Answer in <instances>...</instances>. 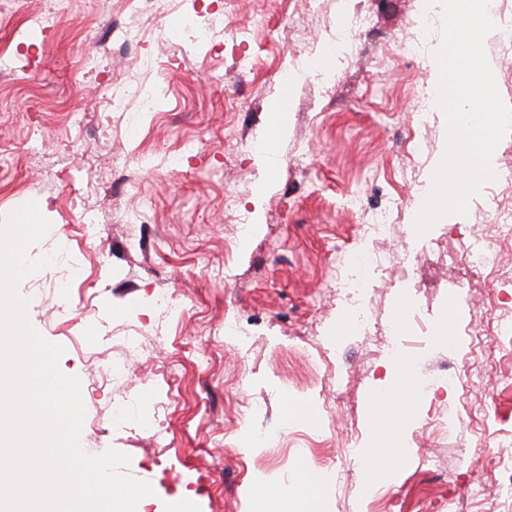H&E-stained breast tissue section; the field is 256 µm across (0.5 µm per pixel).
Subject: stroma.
I'll list each match as a JSON object with an SVG mask.
<instances>
[{
  "label": "stroma",
  "mask_w": 512,
  "mask_h": 512,
  "mask_svg": "<svg viewBox=\"0 0 512 512\" xmlns=\"http://www.w3.org/2000/svg\"><path fill=\"white\" fill-rule=\"evenodd\" d=\"M293 5L308 2L172 0L162 19L168 42L113 51L106 40L122 18L116 0H71L68 13L39 30L28 18L51 12L53 0H0V51L11 58L0 73V218L35 202L51 229L28 258L66 238L81 266L70 284L48 267L18 286L29 322L63 347L59 368L85 391L81 446L129 456L126 474L154 490L144 512H166L179 496L194 512H257L262 487L301 485L299 449H318L307 471L324 477L350 433L364 450L396 442L407 459L369 490L359 479L328 484L316 495L326 512H512V498L498 490L512 474V389L504 384L512 346L488 331L512 319V286L497 274L512 266V246L492 244L471 288L458 287L457 269L405 254L409 243L430 252L446 229L457 246L474 233L472 211L488 192L506 191L486 182L469 214L415 233L407 199L428 195L447 147L431 64L443 9L426 0H319L298 20ZM355 9L372 16L371 28L347 57L326 62L329 31L346 26ZM208 16L226 29L188 46L187 28ZM414 21L431 30L416 59L395 51ZM297 22L311 48L287 83L282 51ZM145 55L156 65L143 74ZM135 72L154 111L133 100L111 109L113 86ZM281 97L288 130L267 172L250 145L269 131ZM422 109L429 128L418 150L412 119ZM232 192L263 228L239 242V279L228 288ZM132 209L143 228L135 250L121 221ZM379 211L393 226L379 244L392 263L388 274L370 277L374 321L410 329L441 321L450 332L409 348L407 405L382 398L390 359L369 357L336 307L337 281ZM162 288L179 290L184 315L152 306L151 291ZM475 305L484 306V322L472 321ZM228 317L248 332L245 345L225 338ZM311 331L318 346L305 340ZM84 332L98 336V348L80 342ZM125 334L146 335L147 348L115 381L103 369ZM242 349L256 379L248 388L237 378ZM465 364L472 385L450 387L449 372ZM380 401L399 415L395 427L373 414ZM255 431L276 438L253 448L246 438ZM429 456L442 467L429 469Z\"/></svg>",
  "instance_id": "35a3bbf8"
}]
</instances>
